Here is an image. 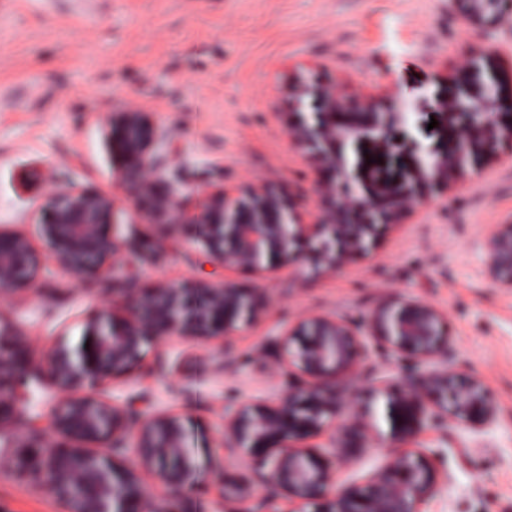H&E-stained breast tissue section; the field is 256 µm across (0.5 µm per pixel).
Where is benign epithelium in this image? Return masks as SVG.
I'll list each match as a JSON object with an SVG mask.
<instances>
[{"label": "benign epithelium", "mask_w": 512, "mask_h": 512, "mask_svg": "<svg viewBox=\"0 0 512 512\" xmlns=\"http://www.w3.org/2000/svg\"><path fill=\"white\" fill-rule=\"evenodd\" d=\"M449 2L485 30L512 14V0H490V14L473 8L476 0ZM466 69L468 77L454 81L439 104L440 139L432 151L409 136L408 112L391 86L363 97L308 80L288 85L283 96L294 111L288 137L311 147L320 163L318 212L310 224L292 198L262 180L245 192L224 184L190 213L180 170L160 154L166 132L149 113L125 107L106 115L105 124L123 158L121 185L135 209L201 243L224 269L271 273L305 259L333 274L351 255L369 253L378 227L402 223L435 188L469 172L478 176L485 163L501 160L502 146L512 143V122L496 116L512 112V62L472 56ZM395 131L409 143L408 161L391 150ZM368 155L382 163H367ZM43 184L36 233L45 250L22 233L0 229V296L28 297L50 262L85 291L120 279L126 287L103 290L121 293V301L88 309L77 344L60 340L47 350L53 440L36 469L66 512H176L156 506L146 482L174 492L195 484L200 448L191 415L147 414L146 398L109 402L99 389L141 368L147 349L166 337L224 339L251 327L270 298L263 288L229 281L136 287L130 271L141 257L114 231L113 200L57 173ZM478 247L493 286L512 290V220L496 225ZM279 345L277 352L262 346L246 356L279 381L276 396L255 394L225 407L221 430L205 439L211 471L233 465L260 479L258 486L226 484V496L268 503L278 490L300 505L297 512H425L441 490L442 471L431 450L403 444L428 429L480 436L495 423V394L456 359L445 314L420 300L383 298L357 320L335 311L309 313ZM29 349L0 319V430L12 422L34 371ZM380 405L386 435L377 428ZM338 417L339 435L325 446L305 445ZM378 439L394 447L387 460L364 482L339 484L341 469ZM123 448L133 449L134 462L117 458Z\"/></svg>", "instance_id": "benign-epithelium-1"}]
</instances>
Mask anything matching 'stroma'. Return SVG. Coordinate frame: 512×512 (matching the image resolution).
Instances as JSON below:
<instances>
[{
    "label": "stroma",
    "instance_id": "35a3bbf8",
    "mask_svg": "<svg viewBox=\"0 0 512 512\" xmlns=\"http://www.w3.org/2000/svg\"><path fill=\"white\" fill-rule=\"evenodd\" d=\"M473 47L512 55V17L487 32L448 0H0V227L34 234L44 205L40 178L62 171L75 186L112 198L117 234L145 256L136 269L141 284L230 279L261 283L273 297L228 342L166 339L141 370L104 384L101 396L144 392L152 410L186 411L216 429L227 390L242 402L275 387L243 364L216 373L221 347L244 357L308 310L357 319L387 293L419 299L449 314L458 359L498 399L488 435L419 437L447 482L430 512H512V290L491 285L487 257L473 246L512 220V162L435 194L409 223L386 228L370 256L351 258L335 274L304 261L259 280L224 270L200 243L134 215L102 122L124 105L149 112L171 132L184 187L195 195L260 177L309 214L317 169L288 139L282 88L312 76L364 93L394 83L416 107L414 135L430 146L436 104ZM101 301L100 292L53 270L7 310L39 364L52 338L78 340L84 312ZM52 398L47 379L31 377L15 429L0 434V457L13 462L0 468V512H65L35 478L27 447L46 440ZM179 505L183 512L238 507L208 476Z\"/></svg>",
    "mask_w": 512,
    "mask_h": 512
}]
</instances>
